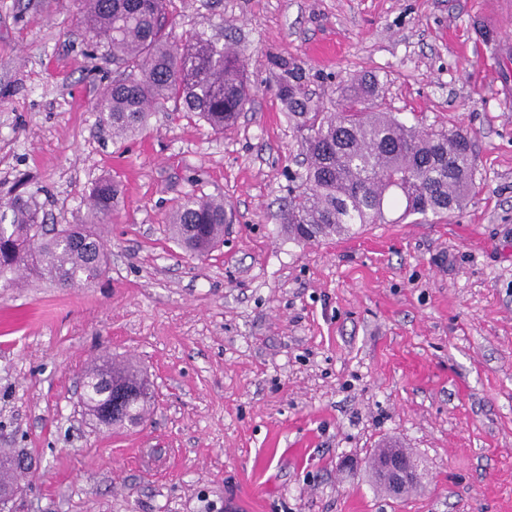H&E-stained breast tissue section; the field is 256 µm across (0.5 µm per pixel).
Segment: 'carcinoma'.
Here are the masks:
<instances>
[{
    "label": "carcinoma",
    "mask_w": 512,
    "mask_h": 512,
    "mask_svg": "<svg viewBox=\"0 0 512 512\" xmlns=\"http://www.w3.org/2000/svg\"><path fill=\"white\" fill-rule=\"evenodd\" d=\"M167 2L78 0L80 31L112 59L115 77L97 107L118 138L135 133L171 99L218 133L233 128L251 104L242 52L200 34L176 39L167 30ZM270 64L304 156L301 170L288 174V205L280 212L289 237L315 242L352 234L363 224H398L411 216L434 223L463 213L475 188L470 133L401 120L385 106L375 75L339 84L326 102L309 92L300 65L276 57ZM119 194L112 179H98L87 198L90 223L65 224L51 235L42 231L33 195L1 200L0 282L14 288L35 275L61 287L94 283L108 259L96 226L111 223ZM229 221L224 199L193 192L173 210L168 232L179 247L202 256L223 241ZM109 375L147 384L133 364L95 365L86 372L85 409L106 428L143 423L152 402L146 394L113 419L99 416L111 401Z\"/></svg>",
    "instance_id": "obj_1"
}]
</instances>
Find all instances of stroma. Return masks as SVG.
Masks as SVG:
<instances>
[{
	"mask_svg": "<svg viewBox=\"0 0 512 512\" xmlns=\"http://www.w3.org/2000/svg\"><path fill=\"white\" fill-rule=\"evenodd\" d=\"M76 12L0 0V197L83 224L95 180L120 189L95 285L0 288V449L35 470L16 512H512V0H170L175 35L245 52L253 103L222 134L169 106L123 139ZM275 55L313 95L368 71L400 119L467 130L463 214L289 239L301 156ZM194 191L235 216L203 258L166 230ZM105 356L146 371L144 424L101 430L80 406ZM386 442L421 461L420 488L374 487Z\"/></svg>",
	"mask_w": 512,
	"mask_h": 512,
	"instance_id": "stroma-1",
	"label": "stroma"
}]
</instances>
